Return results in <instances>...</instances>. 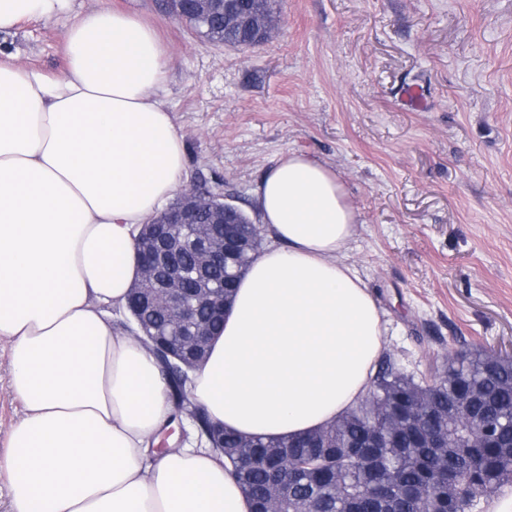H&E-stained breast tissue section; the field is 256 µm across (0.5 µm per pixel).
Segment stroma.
I'll return each instance as SVG.
<instances>
[{
  "label": "stroma",
  "mask_w": 512,
  "mask_h": 512,
  "mask_svg": "<svg viewBox=\"0 0 512 512\" xmlns=\"http://www.w3.org/2000/svg\"><path fill=\"white\" fill-rule=\"evenodd\" d=\"M104 5L161 37L188 176L226 182L252 214L278 155L334 168L381 358L425 373L451 350H512V0H276L270 38L243 48L210 44L166 0H73L17 27L12 62L60 73L63 31ZM10 371L1 343L0 460L24 415Z\"/></svg>",
  "instance_id": "obj_1"
}]
</instances>
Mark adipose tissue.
<instances>
[{
  "instance_id": "ef3b65f1",
  "label": "adipose tissue",
  "mask_w": 512,
  "mask_h": 512,
  "mask_svg": "<svg viewBox=\"0 0 512 512\" xmlns=\"http://www.w3.org/2000/svg\"><path fill=\"white\" fill-rule=\"evenodd\" d=\"M68 2L0 0V35ZM62 40L53 77L0 60V342L24 407L0 463L11 512H251L207 444L152 451L170 419L166 383L104 312L125 308L134 237L186 176L161 94L166 51L108 7ZM255 203L276 245L241 278L190 393L243 436L301 435L368 393L380 315L343 258L356 215L326 163L288 151Z\"/></svg>"
}]
</instances>
